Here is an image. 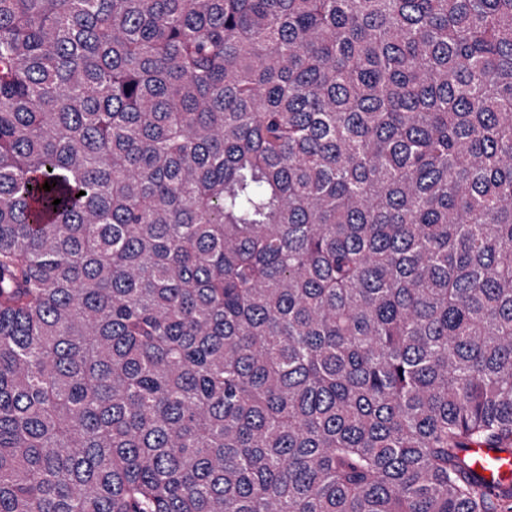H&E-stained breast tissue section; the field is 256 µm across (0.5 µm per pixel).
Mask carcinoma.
<instances>
[{
  "label": "carcinoma",
  "instance_id": "cac0c4a2",
  "mask_svg": "<svg viewBox=\"0 0 512 512\" xmlns=\"http://www.w3.org/2000/svg\"><path fill=\"white\" fill-rule=\"evenodd\" d=\"M474 447L512 0H0V512H512Z\"/></svg>",
  "mask_w": 512,
  "mask_h": 512
}]
</instances>
